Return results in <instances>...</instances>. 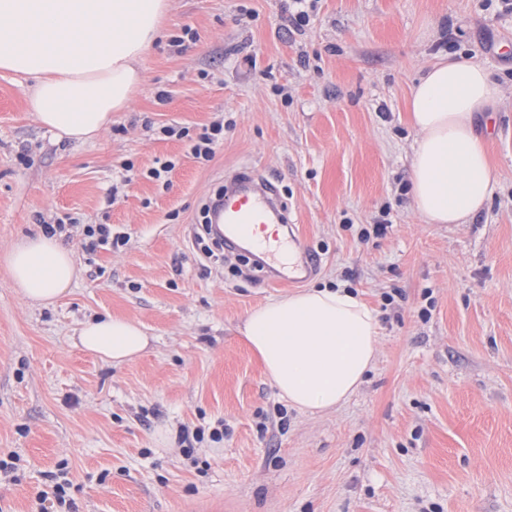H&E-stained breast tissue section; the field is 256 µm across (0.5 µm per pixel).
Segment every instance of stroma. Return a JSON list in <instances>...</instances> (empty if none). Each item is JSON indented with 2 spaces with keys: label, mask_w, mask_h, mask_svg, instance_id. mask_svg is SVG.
<instances>
[{
  "label": "stroma",
  "mask_w": 512,
  "mask_h": 512,
  "mask_svg": "<svg viewBox=\"0 0 512 512\" xmlns=\"http://www.w3.org/2000/svg\"><path fill=\"white\" fill-rule=\"evenodd\" d=\"M164 26L129 109L92 141L57 140L29 79L0 71V257L61 220L80 268L44 307L0 261V457L20 459L0 477V512H32L61 469L72 512H512V13L318 0L297 31L282 0H171ZM447 40L505 91L478 128L494 194L449 226L424 223L406 189L407 98ZM219 117L205 163L160 132ZM159 159L176 164L165 183L147 176ZM248 169L277 185L316 255L310 284L354 288L379 311L375 368L334 412L287 408L238 333L289 288L245 256L206 260L193 238L203 205ZM384 211L387 234L359 240L355 225ZM86 224L128 242L88 254ZM104 313L144 325L147 351L115 367L74 346ZM216 420L223 441L185 453L180 426Z\"/></svg>",
  "instance_id": "35a3bbf8"
}]
</instances>
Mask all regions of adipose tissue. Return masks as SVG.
Segmentation results:
<instances>
[{
    "instance_id": "ef3b65f1",
    "label": "adipose tissue",
    "mask_w": 512,
    "mask_h": 512,
    "mask_svg": "<svg viewBox=\"0 0 512 512\" xmlns=\"http://www.w3.org/2000/svg\"><path fill=\"white\" fill-rule=\"evenodd\" d=\"M168 10V0H0V71L32 78L35 118L57 138L94 139L129 108L142 56ZM502 95L483 64L451 55L414 84L410 183L424 223L465 224L488 205L495 182L477 115ZM1 259L21 296L38 306L53 304L79 275L59 237L43 233L18 240ZM379 329L360 293L323 286L258 306L239 331L288 406L316 414L340 408L363 385ZM77 344L118 367L144 353L150 338L131 320L92 316Z\"/></svg>"
}]
</instances>
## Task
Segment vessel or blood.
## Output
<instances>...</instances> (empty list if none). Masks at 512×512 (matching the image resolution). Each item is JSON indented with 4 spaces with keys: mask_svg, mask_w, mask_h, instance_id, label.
<instances>
[{
    "mask_svg": "<svg viewBox=\"0 0 512 512\" xmlns=\"http://www.w3.org/2000/svg\"><path fill=\"white\" fill-rule=\"evenodd\" d=\"M257 174L240 176L221 206L224 216L225 240L240 242L250 251L262 256L271 271L270 283L283 286L298 284L315 268L308 249L296 235H289L271 244L255 239L253 229L259 224H284L288 210L277 193L269 187L259 186Z\"/></svg>",
    "mask_w": 512,
    "mask_h": 512,
    "instance_id": "obj_1",
    "label": "vessel or blood"
}]
</instances>
